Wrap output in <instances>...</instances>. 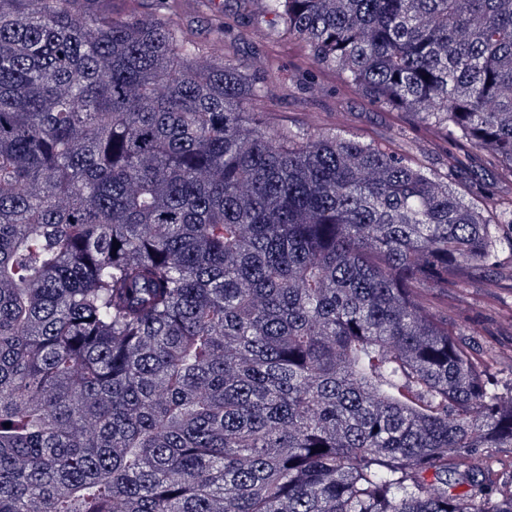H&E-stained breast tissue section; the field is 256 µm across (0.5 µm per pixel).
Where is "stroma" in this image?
I'll return each mask as SVG.
<instances>
[{
    "label": "stroma",
    "mask_w": 512,
    "mask_h": 512,
    "mask_svg": "<svg viewBox=\"0 0 512 512\" xmlns=\"http://www.w3.org/2000/svg\"><path fill=\"white\" fill-rule=\"evenodd\" d=\"M215 7L234 24L238 56L248 62L262 57L265 19L257 15L242 17L241 0H215ZM298 54V44L286 42L283 59L286 89L266 108L265 116L270 124L333 127L405 154L435 177L444 176L445 143L420 138L411 129V117L396 118L367 97L353 95L339 99L337 81L313 77L309 70L298 65ZM458 151L466 165L453 186L466 203L480 210L490 195L505 202L512 200V180L504 178L483 151L466 143ZM491 279L497 280L500 296L512 303V249L506 247L500 251L496 266L470 273L464 289L449 290L442 298L443 305L452 311L476 315L489 299L485 285Z\"/></svg>",
    "instance_id": "35a3bbf8"
}]
</instances>
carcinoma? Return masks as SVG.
<instances>
[{"mask_svg":"<svg viewBox=\"0 0 512 512\" xmlns=\"http://www.w3.org/2000/svg\"><path fill=\"white\" fill-rule=\"evenodd\" d=\"M157 2L0 0V512H512V307L435 302L512 247L451 185L512 179V0H243L444 179L270 125L278 59ZM457 149L466 165L461 177L454 180L452 185L466 203L476 210H482L489 194L501 201L512 200V181L500 174L483 151L466 143ZM499 341L502 345H499L496 341L489 338V336H476L475 339L478 343L477 349L482 352L485 350L488 342L495 345L499 349V357L492 363L490 367V373L496 375L499 380L510 382L511 368H512V346H511V325L505 324L503 328H500L498 332Z\"/></svg>","mask_w":512,"mask_h":512,"instance_id":"1","label":"carcinoma"}]
</instances>
